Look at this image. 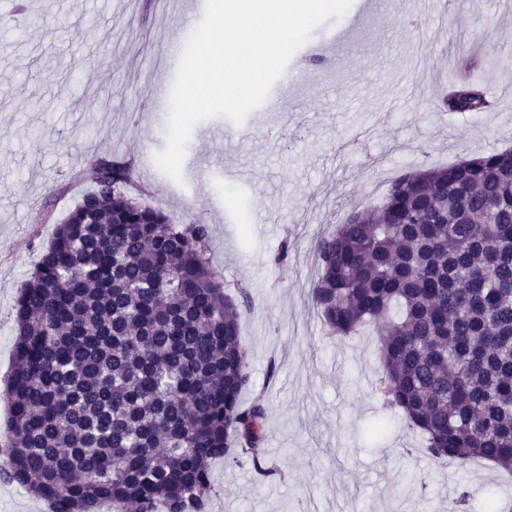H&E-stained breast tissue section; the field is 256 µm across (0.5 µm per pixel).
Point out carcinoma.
Here are the masks:
<instances>
[{
  "label": "carcinoma",
  "mask_w": 512,
  "mask_h": 512,
  "mask_svg": "<svg viewBox=\"0 0 512 512\" xmlns=\"http://www.w3.org/2000/svg\"><path fill=\"white\" fill-rule=\"evenodd\" d=\"M488 108L482 84L439 108ZM103 161L14 307L0 477L50 512H205L211 465L263 477L266 406L240 336L250 293L226 292L209 227L173 224ZM312 300L331 333L378 335L380 392L429 454L512 472V150L391 180L317 243Z\"/></svg>",
  "instance_id": "obj_1"
}]
</instances>
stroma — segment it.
Returning <instances> with one entry per match:
<instances>
[{"label": "stroma", "mask_w": 512, "mask_h": 512, "mask_svg": "<svg viewBox=\"0 0 512 512\" xmlns=\"http://www.w3.org/2000/svg\"><path fill=\"white\" fill-rule=\"evenodd\" d=\"M29 0L27 17L0 19V388L14 363V305L57 224L93 188L100 161L133 160L141 197L175 224L210 229L213 264L248 289L240 318L251 373L243 404L263 398L267 458L211 467L207 512H469L495 499L512 512V476L497 466L435 461L425 440L378 391L372 331L327 336L310 288L316 242L353 207L380 206L374 185L414 167L453 165L512 149V98L499 110L439 119L426 77L455 71L456 35L482 42L470 61L483 85L512 82V20L496 0H385L378 17L339 37L330 17L293 55L289 80L264 112L197 123L182 164L210 177L205 192L155 161L169 115L153 88L172 90L206 0Z\"/></svg>", "instance_id": "stroma-1"}]
</instances>
